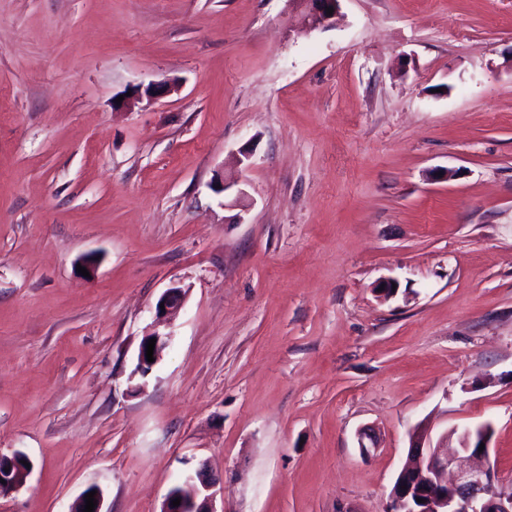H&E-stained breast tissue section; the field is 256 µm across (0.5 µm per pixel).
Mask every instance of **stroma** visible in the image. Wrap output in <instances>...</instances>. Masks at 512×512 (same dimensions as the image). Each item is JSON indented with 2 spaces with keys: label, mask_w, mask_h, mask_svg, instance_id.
Segmentation results:
<instances>
[{
  "label": "stroma",
  "mask_w": 512,
  "mask_h": 512,
  "mask_svg": "<svg viewBox=\"0 0 512 512\" xmlns=\"http://www.w3.org/2000/svg\"><path fill=\"white\" fill-rule=\"evenodd\" d=\"M304 17L0 0V512H161L203 465L215 512H388L422 422L492 423L512 480V0ZM164 336L166 335H160L159 333L154 332L143 338L142 342L140 343L137 355V364L139 365V368L135 369L134 373H139L142 376H145L152 370V368L160 359L161 353L166 346ZM152 338H156V344L153 353L154 362H148L146 358V346L148 344V340ZM146 368L149 369L145 370ZM20 459L30 464L26 455L20 451L10 455L0 453V478L6 481V484L0 482V497L17 491L26 484L31 473V464L30 468H22ZM5 468H9V471L5 472Z\"/></svg>",
  "instance_id": "stroma-1"
}]
</instances>
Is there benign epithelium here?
Segmentation results:
<instances>
[{
  "label": "benign epithelium",
  "instance_id": "1",
  "mask_svg": "<svg viewBox=\"0 0 512 512\" xmlns=\"http://www.w3.org/2000/svg\"><path fill=\"white\" fill-rule=\"evenodd\" d=\"M311 17L310 28L330 26L336 23L340 0H299ZM333 9L327 14L326 8ZM185 302V292L180 287L166 289L156 308L161 317L180 309ZM156 339L153 358H146L148 340ZM166 346L164 336L154 332L145 336L140 343L135 372L145 376L155 366ZM493 436L489 423L474 428L466 427L460 435V447L453 452L426 443V430L420 426L413 429L410 437L409 455L411 465L402 469L392 488L391 512H512V486H506L489 467L472 464V459L487 456ZM484 450H479L480 444ZM26 455L16 451L10 455L0 453V497L22 488L31 469L20 467ZM214 482L202 469L189 475L182 482L183 490H170L162 512H215L213 494ZM180 499L175 507L172 501Z\"/></svg>",
  "mask_w": 512,
  "mask_h": 512
}]
</instances>
